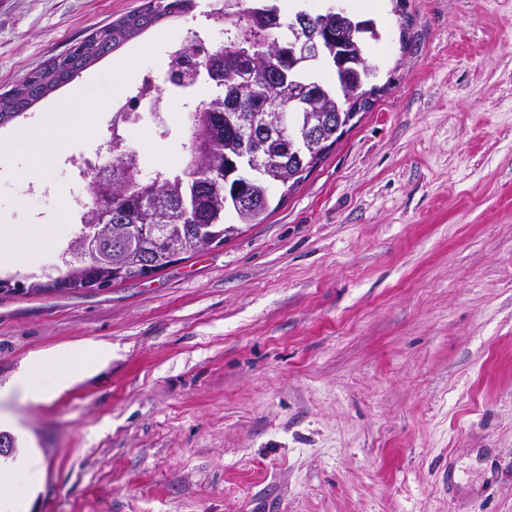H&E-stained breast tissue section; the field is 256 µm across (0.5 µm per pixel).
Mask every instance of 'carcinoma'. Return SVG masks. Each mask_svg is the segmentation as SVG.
Here are the masks:
<instances>
[{"instance_id": "cac0c4a2", "label": "carcinoma", "mask_w": 512, "mask_h": 512, "mask_svg": "<svg viewBox=\"0 0 512 512\" xmlns=\"http://www.w3.org/2000/svg\"><path fill=\"white\" fill-rule=\"evenodd\" d=\"M194 7V0H145L143 6L117 23L98 30L80 47L42 70L31 74L17 86L0 95V125L26 113L48 92L63 84L60 76L73 79L89 65L115 50L120 44L155 27L168 18L178 17ZM277 4L258 5L255 0H215L208 18L218 23L232 41L196 58L192 80L199 72L214 71L210 79L213 93L188 113L191 134L183 144L187 160L182 172L159 168L144 177L134 151L112 133V181L93 179L88 185L92 206L78 217L79 231L62 249L64 270L57 276L25 277L28 284L15 281L30 296L67 292L78 288L108 289L136 278L149 267L158 273L166 269L169 249L194 254L199 247L198 230L222 244L237 228L226 223L235 215L241 224H260L270 214V198L259 188L224 181V168L235 157L239 144L227 130L224 113L227 103L232 112L288 111V26L272 28L271 16ZM368 38L351 28L336 30L331 24L324 32L321 61L336 70V54L345 53L368 61ZM377 69L363 74L361 89L351 101L324 86L321 108L325 112L357 114L369 108L378 91L371 84ZM278 159L273 172L276 183L293 189L325 153L312 154L299 166L289 149L278 141L267 144ZM158 224L163 238L155 241L143 236L139 228Z\"/></svg>"}]
</instances>
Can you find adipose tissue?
<instances>
[{"label": "adipose tissue", "mask_w": 512, "mask_h": 512, "mask_svg": "<svg viewBox=\"0 0 512 512\" xmlns=\"http://www.w3.org/2000/svg\"><path fill=\"white\" fill-rule=\"evenodd\" d=\"M52 150V145L43 143L38 129L22 126L10 140L0 143V160L16 152L27 151L33 165L41 167L49 161ZM42 248L39 240L20 230L0 226V268L35 260ZM110 356L107 349L90 353L78 346L60 348L49 358L30 356L10 382L0 386V402L15 394L34 404L51 402L68 383L104 363ZM52 361L65 366V378L46 380L47 366ZM41 472L42 462L30 450L15 458L0 460V512H28L29 498Z\"/></svg>", "instance_id": "1"}]
</instances>
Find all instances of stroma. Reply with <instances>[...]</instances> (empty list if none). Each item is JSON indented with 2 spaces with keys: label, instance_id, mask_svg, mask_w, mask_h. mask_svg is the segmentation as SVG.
I'll return each mask as SVG.
<instances>
[{
  "label": "stroma",
  "instance_id": "35a3bbf8",
  "mask_svg": "<svg viewBox=\"0 0 512 512\" xmlns=\"http://www.w3.org/2000/svg\"><path fill=\"white\" fill-rule=\"evenodd\" d=\"M143 2L0 0V94ZM194 3L0 126L52 138L58 101L101 89L50 163L0 166V225L63 237L66 160L102 152L111 100L190 32L223 41ZM343 4L382 32L381 91L263 223L104 291L0 296V385L112 346L52 402H8L44 464L29 512H512V0ZM164 119L125 140L178 171L186 110Z\"/></svg>",
  "mask_w": 512,
  "mask_h": 512
}]
</instances>
